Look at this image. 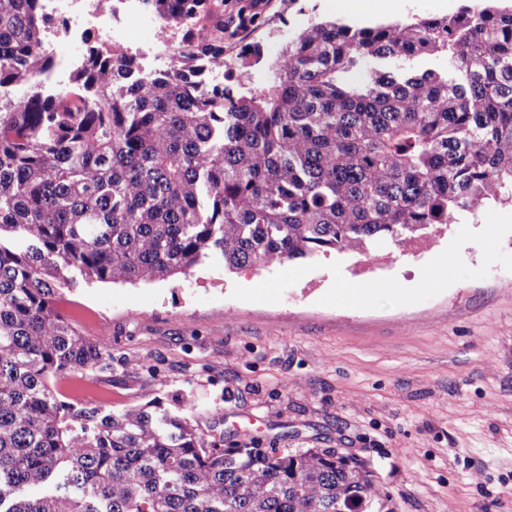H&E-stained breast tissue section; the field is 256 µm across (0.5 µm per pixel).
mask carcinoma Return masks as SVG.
I'll return each instance as SVG.
<instances>
[{"label": "carcinoma", "mask_w": 512, "mask_h": 512, "mask_svg": "<svg viewBox=\"0 0 512 512\" xmlns=\"http://www.w3.org/2000/svg\"><path fill=\"white\" fill-rule=\"evenodd\" d=\"M180 29L145 73L90 43L60 92L52 19L0 0V512H380L328 448H226L192 402L114 409L59 382L112 353L57 311L61 286L368 254L512 205V0L291 37L269 83L248 34L269 0H142ZM223 86L205 73L226 65ZM26 92L14 97L10 90Z\"/></svg>", "instance_id": "obj_1"}]
</instances>
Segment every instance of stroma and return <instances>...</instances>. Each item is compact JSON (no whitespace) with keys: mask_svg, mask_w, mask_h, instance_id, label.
<instances>
[{"mask_svg":"<svg viewBox=\"0 0 512 512\" xmlns=\"http://www.w3.org/2000/svg\"><path fill=\"white\" fill-rule=\"evenodd\" d=\"M400 0L363 24L453 13ZM253 81L333 0H271ZM341 285L375 289L340 305ZM56 309L112 352L62 380L66 399L120 409L176 393L225 447L342 448L391 512H512V205L378 256L330 254L235 271L204 263L151 283L61 289Z\"/></svg>","mask_w":512,"mask_h":512,"instance_id":"35a3bbf8","label":"stroma"}]
</instances>
